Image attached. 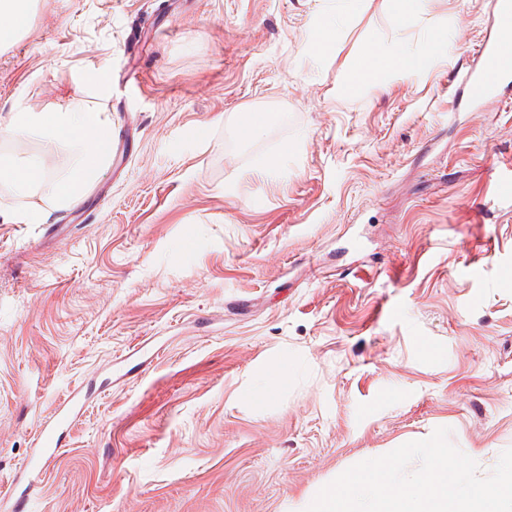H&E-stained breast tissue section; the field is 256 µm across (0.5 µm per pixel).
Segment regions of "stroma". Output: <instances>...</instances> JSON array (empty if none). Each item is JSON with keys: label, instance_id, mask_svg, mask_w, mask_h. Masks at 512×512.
Listing matches in <instances>:
<instances>
[{"label": "stroma", "instance_id": "obj_1", "mask_svg": "<svg viewBox=\"0 0 512 512\" xmlns=\"http://www.w3.org/2000/svg\"><path fill=\"white\" fill-rule=\"evenodd\" d=\"M491 24V0L399 27L384 0H37L0 118L79 94L123 151L46 224L0 187V499L82 387L30 512H303L439 427L489 475L512 448V86L455 89ZM373 43L428 62L348 91ZM252 112L275 119L240 139ZM87 392L72 390L58 405L54 419L41 425L36 440L37 455L30 461L28 468L35 471L43 462L55 458L61 451L63 434L72 418L85 407Z\"/></svg>", "mask_w": 512, "mask_h": 512}]
</instances>
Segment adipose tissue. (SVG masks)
I'll return each instance as SVG.
<instances>
[{
  "label": "adipose tissue",
  "instance_id": "adipose-tissue-1",
  "mask_svg": "<svg viewBox=\"0 0 512 512\" xmlns=\"http://www.w3.org/2000/svg\"><path fill=\"white\" fill-rule=\"evenodd\" d=\"M34 0H0V47L11 45L25 31ZM425 59L408 48L374 51L367 49L354 59L350 71L353 89L368 87L373 75L409 79L423 68ZM33 138L46 148H63L71 166L63 172H50L37 161L17 163L12 157L0 158V185L25 196H45L51 209L33 206L22 214L29 224H43L52 209L68 206L78 191L98 179L112 160V124L101 112L70 100L48 112H16L0 121V139L13 141Z\"/></svg>",
  "mask_w": 512,
  "mask_h": 512
}]
</instances>
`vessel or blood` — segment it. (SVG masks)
I'll list each match as a JSON object with an SVG mask.
<instances>
[{"label":"vessel or blood","instance_id":"b4317fda","mask_svg":"<svg viewBox=\"0 0 512 512\" xmlns=\"http://www.w3.org/2000/svg\"><path fill=\"white\" fill-rule=\"evenodd\" d=\"M497 27L492 39L483 41L478 49L479 67L467 70L460 78L471 98L494 100L498 90L512 78V0H495ZM86 396L70 391L58 405L54 418L40 428L36 440L38 452L30 461V470H37L43 462L55 458L61 451L62 438L72 418L85 407Z\"/></svg>","mask_w":512,"mask_h":512}]
</instances>
